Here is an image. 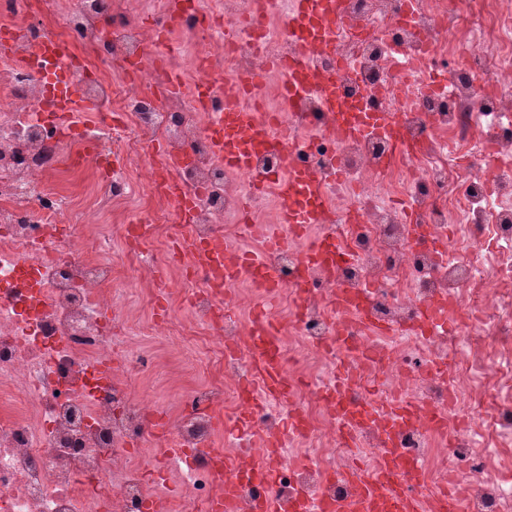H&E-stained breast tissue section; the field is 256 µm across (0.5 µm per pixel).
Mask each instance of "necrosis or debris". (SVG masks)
<instances>
[{
  "label": "necrosis or debris",
  "mask_w": 512,
  "mask_h": 512,
  "mask_svg": "<svg viewBox=\"0 0 512 512\" xmlns=\"http://www.w3.org/2000/svg\"><path fill=\"white\" fill-rule=\"evenodd\" d=\"M176 2L194 46L186 53L171 43L166 60L147 62L161 0H0V33L24 30L0 56V512H150L170 503L208 512L222 489L210 466L217 419L241 410L239 382L254 364L249 326L263 303L279 324L271 347L293 396L267 402L251 430L223 438L233 451L240 438L283 432L276 486L247 482L244 498L307 487L342 499L348 486L332 476L350 456L374 469L385 450L378 427H362L355 449L344 448L339 415L322 400L337 364L350 358L361 373L354 410L386 419L390 402L402 399L445 413L441 427L423 420L396 433L398 448L424 469L416 496L439 502L453 483L470 512H512V71L503 66L512 56V0H482L485 23L456 29L445 0H413L407 17L401 0H347L349 25L335 55L318 64L347 97L400 113L420 145L412 154L378 135L336 139L315 89L302 117L277 106L281 85L264 75L271 58L291 51L288 0H275L263 19L253 0ZM44 36L92 49L95 60L27 65L26 39ZM76 68L74 91L98 116L76 112L62 124L45 90L56 73ZM173 68L185 82L177 94L165 89ZM245 74L260 78L245 93L248 105L288 129L278 147L256 153V168L277 171L288 154L309 165L348 251L335 283L306 298L295 288L306 239L272 250L242 232L252 177L229 173L213 148L210 129ZM205 84L211 109L200 112L194 93ZM169 153L184 158L170 176L192 202L173 235L165 232L176 222L169 193L156 180ZM70 168L101 175L82 211L57 185ZM131 202L139 221L109 233L97 226ZM415 222L446 238L444 257L414 244ZM115 236L136 274L150 277L171 263L176 239L221 236L275 267L280 288L258 304L233 285L219 299L185 267L179 290L154 294L166 316L140 321L113 284ZM337 284L367 289L371 312L389 327L381 336L355 323V357L332 341L328 301ZM438 297L448 300L447 329L403 332ZM197 334L212 379L178 401L159 460L146 446L159 407L150 391L133 389L156 360L144 342ZM104 363L117 369L107 380Z\"/></svg>",
  "instance_id": "1"
}]
</instances>
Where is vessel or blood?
<instances>
[{
    "instance_id": "b4317fda",
    "label": "vessel or blood",
    "mask_w": 512,
    "mask_h": 512,
    "mask_svg": "<svg viewBox=\"0 0 512 512\" xmlns=\"http://www.w3.org/2000/svg\"><path fill=\"white\" fill-rule=\"evenodd\" d=\"M347 19V0H290L288 25L293 51L275 66L276 71L288 74L289 106L298 109L299 88L316 84L320 88L321 111L336 118L332 131L338 139L354 141L370 134L380 135L396 143L400 153H412L415 144L405 137L399 113L359 108L343 97L335 76L321 72L316 65L321 54L335 48L336 33ZM69 52L67 43L43 38L30 44L26 60L36 64L47 56H61ZM283 135V130L272 123L265 113L253 111L237 98L228 97L224 100L223 118L213 130L211 138L225 168L238 173L251 170L257 150ZM274 191L278 219L267 227L271 243H280L281 232L304 235L310 228L328 223L329 215L321 200L316 175L294 157L285 158L283 172L274 183ZM339 249L340 244L334 236L311 238L304 255V268L326 277L334 276ZM187 252L191 262L209 273L210 284L215 289H222L224 283L246 277L252 272L258 273L267 291H274L278 286V274L273 267L253 270L251 260L224 242L223 238L211 239L203 248L188 245ZM333 307L340 312L358 311L368 324L376 322L366 303L364 290L338 289ZM250 332L258 340L255 348L258 369L254 380L245 381V388L256 385L270 396L288 399L292 386L277 358L264 345L265 338L275 332L273 321L266 314H257L251 322ZM350 382V373L344 369L338 370L336 385L330 393L331 403L344 417L346 427L342 439L348 445L355 440L353 424L363 425L368 421L365 414L352 416L347 412L345 394ZM279 440L280 433L276 430L259 437L258 444L264 450L265 461L254 470V478L265 483L275 478ZM222 464L223 491L211 502L209 512H238L243 484L241 469L227 458L223 459ZM420 477L418 464L391 448L385 452L372 475L365 476L358 468H351L348 478L354 493L349 500L326 499L305 488L294 494L289 507L291 512H412L415 496L409 484Z\"/></svg>"
}]
</instances>
